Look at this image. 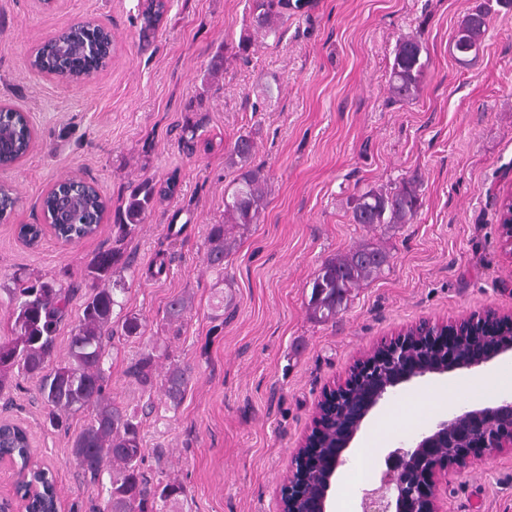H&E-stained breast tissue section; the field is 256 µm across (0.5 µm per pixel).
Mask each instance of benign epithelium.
Instances as JSON below:
<instances>
[{
	"mask_svg": "<svg viewBox=\"0 0 512 512\" xmlns=\"http://www.w3.org/2000/svg\"><path fill=\"white\" fill-rule=\"evenodd\" d=\"M93 69L76 77L66 69L47 72L64 82L86 84ZM363 354L346 378L318 400L310 433L295 449L280 486V512H331L338 470L368 419L401 387L428 375L471 370L512 352V314L488 310L448 324L413 325ZM512 450V400L462 406L412 439L388 450L378 481L363 489L360 512H441L437 485L450 472L469 468L494 452ZM16 468L11 494H0V512H29L40 491L30 466L0 454V466Z\"/></svg>",
	"mask_w": 512,
	"mask_h": 512,
	"instance_id": "1",
	"label": "benign epithelium"
}]
</instances>
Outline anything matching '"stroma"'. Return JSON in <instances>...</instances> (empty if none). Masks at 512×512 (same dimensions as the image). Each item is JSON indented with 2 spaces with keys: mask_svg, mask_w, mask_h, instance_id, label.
I'll return each mask as SVG.
<instances>
[{
  "mask_svg": "<svg viewBox=\"0 0 512 512\" xmlns=\"http://www.w3.org/2000/svg\"><path fill=\"white\" fill-rule=\"evenodd\" d=\"M143 4L0 0V103L24 112L35 138L20 164L0 167V185L18 197L0 221V336L10 333L13 274L56 281L75 291L51 357L65 360L87 268L99 252L119 249L131 262L121 271L124 311L147 330L112 337L107 391L141 415L146 474L185 488L171 512H279L280 484L323 388L364 352L424 319L512 312V257L498 222L512 193V7L303 0L274 40L252 33L248 0H167L152 30L142 27ZM481 4L490 8L482 46L459 61L452 36ZM83 17L111 28V64L86 84L31 71L35 45ZM247 33L244 58L235 46ZM407 36L422 43L428 67L415 99L397 102L389 73ZM242 135L254 143L250 165L267 195L219 273L207 263V236L240 175L227 156ZM74 175L108 201L96 233L25 245L19 225L43 223L42 196ZM171 176L175 194L118 239L131 190ZM407 181L421 203L410 223H353L357 195ZM364 243L387 253L382 274L353 289L335 321L317 322L310 297L322 262ZM177 297L187 308L172 322L166 309ZM148 346L156 379L175 363L191 370L177 411L165 412L161 388L143 393L128 374ZM453 382L409 384L382 405L393 420L380 448L399 443L408 396ZM0 419L27 430L37 461L56 475L64 512L102 506L111 465L94 483L71 455L87 414L72 417L68 431L52 428L34 381L16 377ZM440 497L444 512H512V452L449 473Z\"/></svg>",
  "mask_w": 512,
  "mask_h": 512,
  "instance_id": "35a3bbf8",
  "label": "stroma"
}]
</instances>
